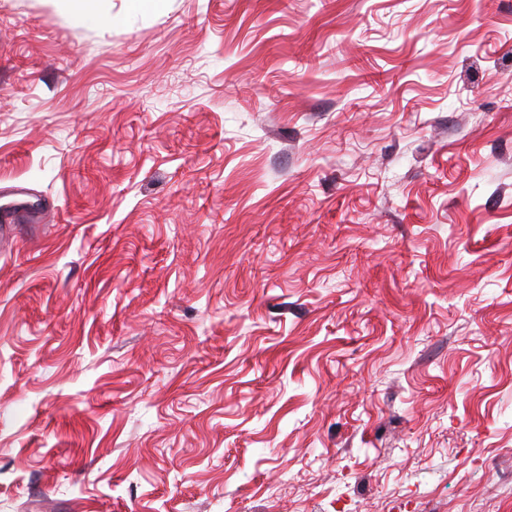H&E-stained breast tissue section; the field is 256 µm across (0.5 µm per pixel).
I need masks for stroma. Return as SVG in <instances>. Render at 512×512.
<instances>
[{"mask_svg":"<svg viewBox=\"0 0 512 512\" xmlns=\"http://www.w3.org/2000/svg\"><path fill=\"white\" fill-rule=\"evenodd\" d=\"M0 0V512H512V0Z\"/></svg>","mask_w":512,"mask_h":512,"instance_id":"35a3bbf8","label":"stroma"}]
</instances>
